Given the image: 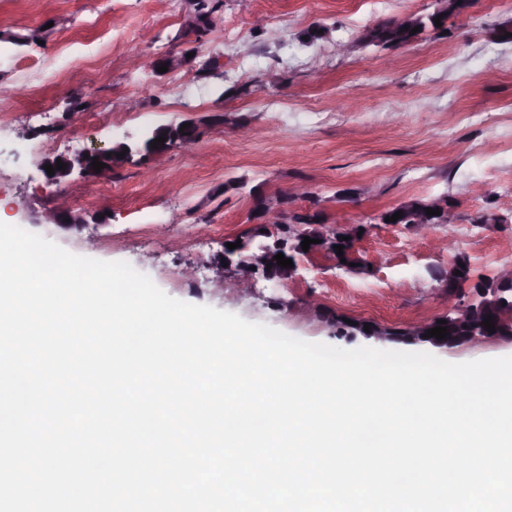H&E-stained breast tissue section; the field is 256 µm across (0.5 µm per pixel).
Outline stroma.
I'll use <instances>...</instances> for the list:
<instances>
[{"instance_id":"obj_1","label":"stroma","mask_w":512,"mask_h":512,"mask_svg":"<svg viewBox=\"0 0 512 512\" xmlns=\"http://www.w3.org/2000/svg\"><path fill=\"white\" fill-rule=\"evenodd\" d=\"M436 0H222L202 41L187 36L188 0H0V32L44 27L38 45L0 42V84L26 96L0 112V217L67 251L129 263L177 300L208 305L293 337L344 349L337 320L403 328L446 313L436 270L466 257L472 279L512 266V0H471L446 31L401 48L356 43L367 28ZM262 16L263 30L253 19ZM69 41L94 66L37 85L32 74ZM190 53L179 70H146L148 54ZM218 63L210 76L202 62ZM85 92L79 123L68 97ZM224 114V124L212 123ZM195 122L192 146L88 181L48 184L43 157L137 140L173 120ZM297 184L325 224L362 225L356 266L297 256L289 279L257 276L226 294L210 265L235 239L253 240L257 196ZM446 196L451 224L417 234L381 223L402 202ZM68 197L79 229L40 218ZM437 236L452 249H435ZM315 295L318 308L305 299Z\"/></svg>"}]
</instances>
